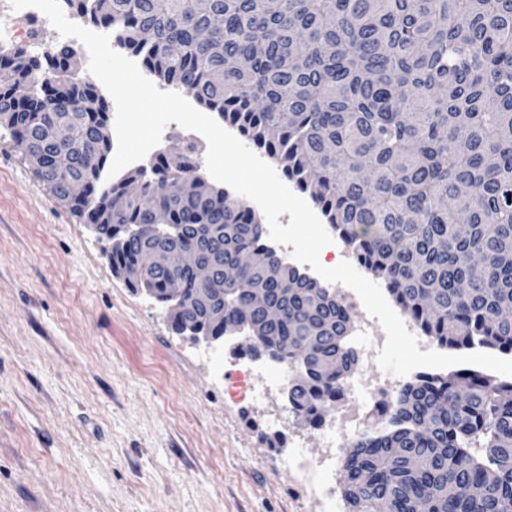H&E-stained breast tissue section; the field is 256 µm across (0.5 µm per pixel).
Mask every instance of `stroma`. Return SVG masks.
I'll return each mask as SVG.
<instances>
[{
    "label": "stroma",
    "instance_id": "1",
    "mask_svg": "<svg viewBox=\"0 0 512 512\" xmlns=\"http://www.w3.org/2000/svg\"><path fill=\"white\" fill-rule=\"evenodd\" d=\"M0 131V512H317L260 406Z\"/></svg>",
    "mask_w": 512,
    "mask_h": 512
}]
</instances>
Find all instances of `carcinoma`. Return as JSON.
I'll return each instance as SVG.
<instances>
[{
  "instance_id": "carcinoma-1",
  "label": "carcinoma",
  "mask_w": 512,
  "mask_h": 512,
  "mask_svg": "<svg viewBox=\"0 0 512 512\" xmlns=\"http://www.w3.org/2000/svg\"><path fill=\"white\" fill-rule=\"evenodd\" d=\"M122 32L146 72L182 88L274 159L422 333L451 352L512 356V0H64ZM74 49L0 50V127L51 194L103 225L112 268L154 242L183 256V293L147 272L177 329L201 284L195 258L236 270L201 314L258 336L292 364L288 402L310 427L344 398L358 363L335 294L274 251L256 210L197 175L186 153L104 180L109 102L73 69ZM63 126L70 166L53 156ZM86 184L73 197L70 185ZM290 336L288 348L271 337ZM383 431L357 435L340 465L344 512H512V380L460 364L393 392Z\"/></svg>"
}]
</instances>
